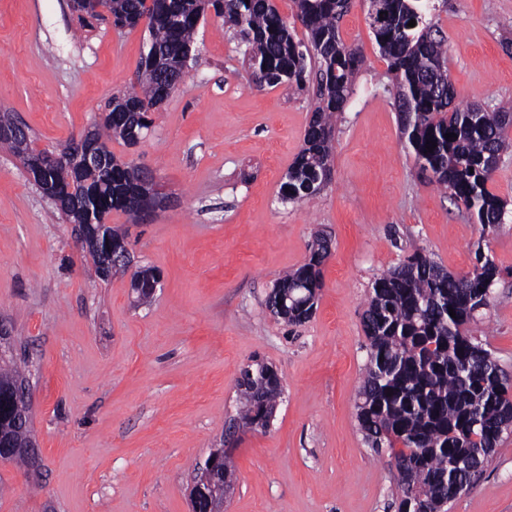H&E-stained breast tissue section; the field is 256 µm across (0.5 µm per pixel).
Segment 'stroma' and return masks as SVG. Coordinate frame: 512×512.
<instances>
[{"mask_svg": "<svg viewBox=\"0 0 512 512\" xmlns=\"http://www.w3.org/2000/svg\"><path fill=\"white\" fill-rule=\"evenodd\" d=\"M454 103L512 111V0H434ZM340 36L363 57L338 113L324 189L282 201L303 146L312 90L256 87L243 48L207 17L199 56L152 115L139 146L112 153L150 170L167 208L108 218L132 267L161 282L138 304L125 272L100 279L71 225L0 151V318L32 384L35 467L0 464V512H191L194 468L227 448L235 488L224 512H397V473L359 430L367 362L363 313L376 278L420 251L453 273L483 247L498 275L471 324L512 376V149L488 184L505 222L481 227L402 135L396 81L350 0ZM146 24L84 25L70 0H0V113L55 150L92 128L137 79ZM331 254L316 312L291 326L267 299L316 235ZM276 367L283 397L269 429L237 426L238 379L253 358ZM448 512H512V433Z\"/></svg>", "mask_w": 512, "mask_h": 512, "instance_id": "35a3bbf8", "label": "stroma"}]
</instances>
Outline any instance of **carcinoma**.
I'll return each instance as SVG.
<instances>
[{"mask_svg": "<svg viewBox=\"0 0 512 512\" xmlns=\"http://www.w3.org/2000/svg\"><path fill=\"white\" fill-rule=\"evenodd\" d=\"M367 19L381 55L389 62L398 86L396 106L402 134L416 163L434 182L451 191L482 233L503 223L505 204L487 183L501 154L512 148V114L474 104L450 110L454 88L448 77L445 37L433 22L429 0H367ZM305 39H295L273 0H111L114 27L133 29L148 19L149 43L141 61L138 88L112 97L95 140L104 150L103 165L77 173L61 160L49 164L43 183L65 195L74 188L81 212H63L78 241L86 231L105 226L119 253L128 254L124 236L106 225L114 211L138 215L157 206L143 192L140 168L117 159L107 142L116 138L134 145L132 131L150 125L148 112L177 90L189 63L196 59V31L207 11L224 20L246 46L244 62L259 85L299 88L313 80L317 103L305 129L304 147L288 167L280 185L281 199L301 202L326 185L333 158L334 114L344 110L353 91L360 57L339 35V22L349 0H294ZM416 25L408 26L410 20ZM454 133L457 138L446 139ZM437 143L433 152L426 146ZM308 262L285 273L274 285L268 307L289 325L307 321L313 289L322 288L321 266L327 239L310 246ZM95 272L111 274L106 248L87 246ZM476 265L455 275L416 252L377 278L363 316L369 343L368 362L358 393L357 420L368 447L385 448L398 469V512H448L479 472L448 476L453 459H473L486 466L512 429V380L465 326L490 301L497 269L482 247ZM138 299L149 301L158 274L141 268ZM289 295L288 313L277 309ZM454 309L456 316L449 314ZM22 367L13 355L0 354V462L30 465L23 448L32 443L30 403L17 382ZM240 419L265 430L282 394V378L272 366L257 362L242 372ZM392 395H387L388 390ZM233 481L231 468L214 477L206 494L191 500L193 512L224 496Z\"/></svg>", "mask_w": 512, "mask_h": 512, "instance_id": "carcinoma-1", "label": "carcinoma"}]
</instances>
